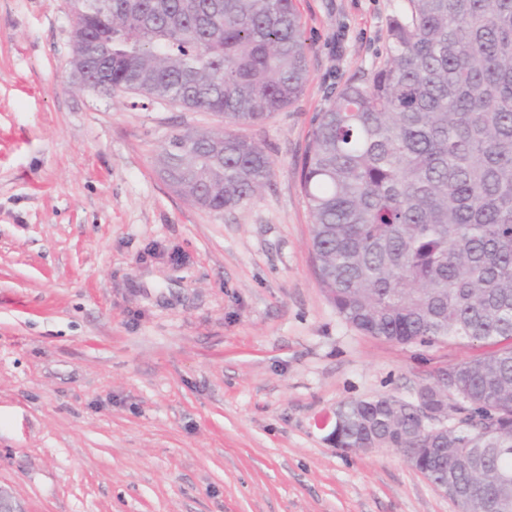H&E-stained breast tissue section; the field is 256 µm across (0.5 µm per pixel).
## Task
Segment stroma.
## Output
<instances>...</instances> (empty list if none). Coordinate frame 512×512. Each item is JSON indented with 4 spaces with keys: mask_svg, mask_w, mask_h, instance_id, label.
Instances as JSON below:
<instances>
[{
    "mask_svg": "<svg viewBox=\"0 0 512 512\" xmlns=\"http://www.w3.org/2000/svg\"><path fill=\"white\" fill-rule=\"evenodd\" d=\"M406 4L295 0L309 80L242 127L273 175L216 213L157 156L221 117L77 88L67 0H0V488L23 512H459L395 450L324 427L483 352L365 335L315 273L311 122Z\"/></svg>",
    "mask_w": 512,
    "mask_h": 512,
    "instance_id": "1",
    "label": "stroma"
}]
</instances>
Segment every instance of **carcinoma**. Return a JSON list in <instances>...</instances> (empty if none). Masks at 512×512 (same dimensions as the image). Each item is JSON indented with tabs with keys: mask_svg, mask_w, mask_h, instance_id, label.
Here are the masks:
<instances>
[{
	"mask_svg": "<svg viewBox=\"0 0 512 512\" xmlns=\"http://www.w3.org/2000/svg\"><path fill=\"white\" fill-rule=\"evenodd\" d=\"M382 64L349 80L311 124L300 181L321 288L363 333L398 344L489 348L438 372L460 415L420 436L418 407L352 401L336 447L393 448L480 512H507L512 480V0H407ZM74 27L105 40L88 90L169 99L224 127L168 136L158 162L213 212L269 184L264 147L234 131L291 106L309 79L294 0H69ZM477 467L448 458L475 440Z\"/></svg>",
	"mask_w": 512,
	"mask_h": 512,
	"instance_id": "1",
	"label": "carcinoma"
}]
</instances>
